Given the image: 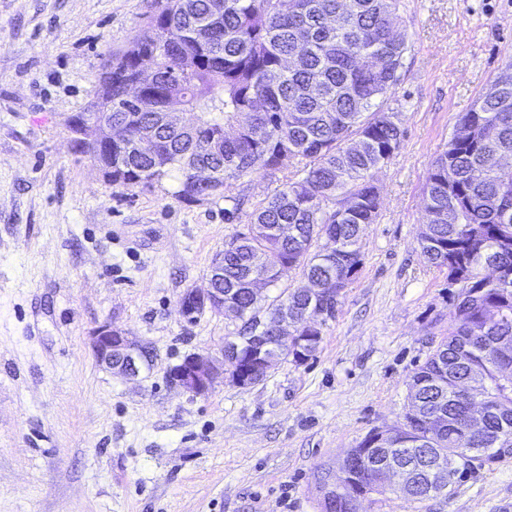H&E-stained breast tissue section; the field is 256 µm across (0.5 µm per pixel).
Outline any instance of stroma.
<instances>
[{
	"label": "stroma",
	"mask_w": 512,
	"mask_h": 512,
	"mask_svg": "<svg viewBox=\"0 0 512 512\" xmlns=\"http://www.w3.org/2000/svg\"><path fill=\"white\" fill-rule=\"evenodd\" d=\"M164 3L0 0V512H320L319 478L403 423L415 370L448 334L458 288L420 253L424 187L459 116L512 66V0H400L406 50L387 106L403 137L374 172L362 267L314 357L201 396L168 371L191 353L221 358L236 323L184 320L179 298L207 287L225 241L296 167L186 203L176 178L116 185L73 149L69 117ZM103 324L150 350L137 378L97 363ZM360 512H512V455L450 497L388 491Z\"/></svg>",
	"instance_id": "obj_1"
}]
</instances>
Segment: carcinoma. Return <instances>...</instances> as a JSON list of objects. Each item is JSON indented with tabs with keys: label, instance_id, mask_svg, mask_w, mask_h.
Returning a JSON list of instances; mask_svg holds the SVG:
<instances>
[{
	"label": "carcinoma",
	"instance_id": "cac0c4a2",
	"mask_svg": "<svg viewBox=\"0 0 512 512\" xmlns=\"http://www.w3.org/2000/svg\"><path fill=\"white\" fill-rule=\"evenodd\" d=\"M340 2L166 0L149 17L158 32L135 37L157 50L153 84L136 100L126 98L139 62L123 53L111 56L99 79V112L126 130L125 139L90 156L112 167L113 183L148 188L175 172L173 197L191 202L196 192L222 195L229 180L274 173L281 156L296 160L302 177L262 202L251 229L220 252L224 278L215 287L224 290V306L237 310L240 325L231 335L241 358L265 319L279 315L294 327L286 342L266 339V367L253 384L280 363L317 352L321 329L304 323V314L335 317L341 291L363 264L359 241L380 209L373 171L401 144L398 113L382 107L406 50L398 0H350L340 26L331 27L324 15ZM201 30L203 43L195 37ZM168 34L178 37L172 50ZM477 103L482 111L459 121L478 126V138L448 139L431 163L418 238L426 262L448 269L460 288L453 324L412 376L418 387L395 441L375 446L366 462L375 473L390 462L413 466L427 452L431 485L444 498L452 495L448 470L462 482L475 469L477 458L459 449L480 448L491 460L509 455L504 447L512 443V368L500 362L503 346L512 351V175L495 169L498 156H512V82L494 80ZM171 112L197 113L196 126L173 125ZM198 167L211 172L201 189L192 181ZM450 206L456 224L442 218ZM285 269L324 288L303 284L271 301L253 293L256 277L274 283ZM475 374L473 397L487 417L465 441L456 428L466 413L457 385ZM350 490L323 498L324 512H355Z\"/></svg>",
	"mask_w": 512,
	"mask_h": 512
}]
</instances>
